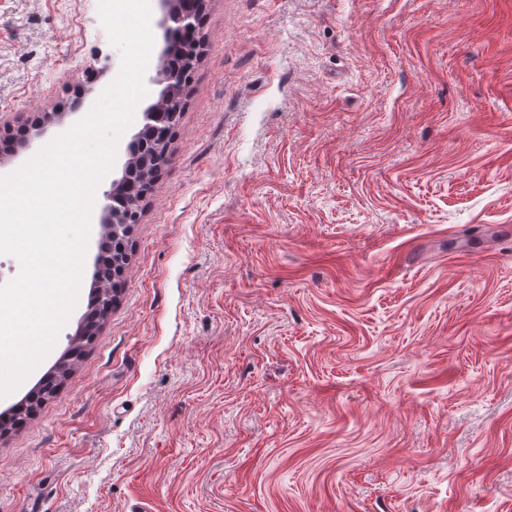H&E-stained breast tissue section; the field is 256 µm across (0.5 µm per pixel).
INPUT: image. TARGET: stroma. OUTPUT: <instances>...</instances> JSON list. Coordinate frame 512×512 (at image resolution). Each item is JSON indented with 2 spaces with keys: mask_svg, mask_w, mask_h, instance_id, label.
<instances>
[{
  "mask_svg": "<svg viewBox=\"0 0 512 512\" xmlns=\"http://www.w3.org/2000/svg\"><path fill=\"white\" fill-rule=\"evenodd\" d=\"M98 6L0 0V176L117 76ZM202 35L111 314L0 435V512H512V0H206Z\"/></svg>",
  "mask_w": 512,
  "mask_h": 512,
  "instance_id": "1",
  "label": "stroma"
}]
</instances>
